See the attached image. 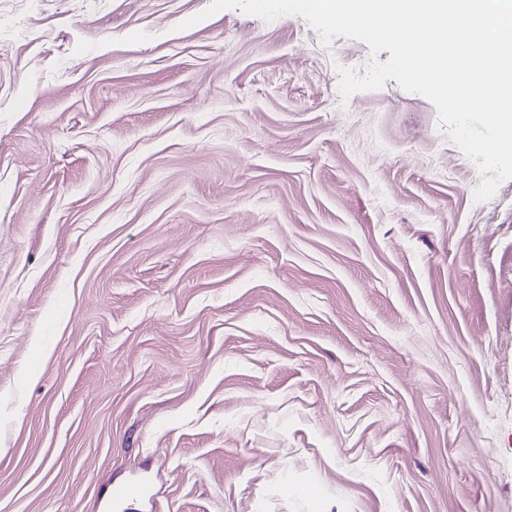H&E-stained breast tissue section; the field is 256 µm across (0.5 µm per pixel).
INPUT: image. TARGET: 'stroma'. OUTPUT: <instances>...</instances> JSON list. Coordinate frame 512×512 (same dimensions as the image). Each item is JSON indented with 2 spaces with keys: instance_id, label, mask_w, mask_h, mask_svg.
<instances>
[{
  "instance_id": "1",
  "label": "stroma",
  "mask_w": 512,
  "mask_h": 512,
  "mask_svg": "<svg viewBox=\"0 0 512 512\" xmlns=\"http://www.w3.org/2000/svg\"><path fill=\"white\" fill-rule=\"evenodd\" d=\"M209 4L0 0V512H512V179ZM147 495L146 483L142 480L116 482L112 485V505L116 509L137 502Z\"/></svg>"
}]
</instances>
